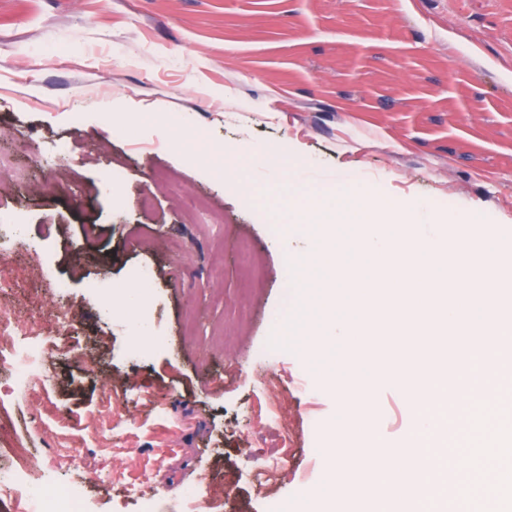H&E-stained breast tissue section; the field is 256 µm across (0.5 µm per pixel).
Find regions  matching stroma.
<instances>
[{
  "label": "stroma",
  "mask_w": 512,
  "mask_h": 512,
  "mask_svg": "<svg viewBox=\"0 0 512 512\" xmlns=\"http://www.w3.org/2000/svg\"><path fill=\"white\" fill-rule=\"evenodd\" d=\"M1 158L22 178L0 218L49 249L10 301L52 385L0 405V468L29 449L88 512H183L191 487L223 491L222 512H300L328 495L347 420L329 357L280 333L312 244L292 205L368 186L422 237L469 209L512 235V0H0ZM139 263L164 339L143 349L119 294ZM93 280L117 289L112 319ZM378 407L377 437L415 428L393 385ZM281 414L288 446L261 485ZM73 449L83 464L62 466Z\"/></svg>",
  "instance_id": "obj_1"
}]
</instances>
